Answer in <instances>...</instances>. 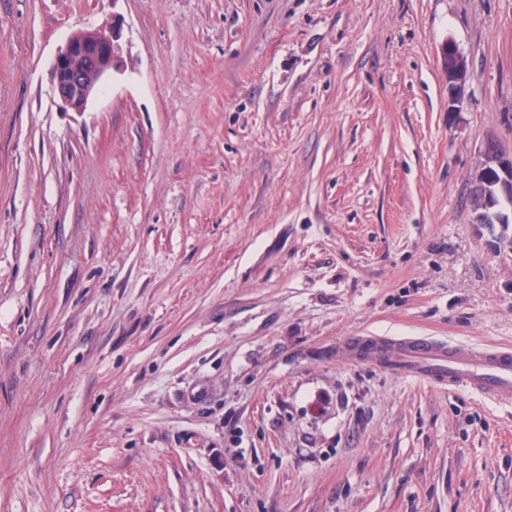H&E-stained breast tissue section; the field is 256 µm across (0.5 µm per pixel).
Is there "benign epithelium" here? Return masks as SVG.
Masks as SVG:
<instances>
[{
    "label": "benign epithelium",
    "mask_w": 512,
    "mask_h": 512,
    "mask_svg": "<svg viewBox=\"0 0 512 512\" xmlns=\"http://www.w3.org/2000/svg\"><path fill=\"white\" fill-rule=\"evenodd\" d=\"M121 24L109 28L85 29L73 33L52 64L53 94L61 106L75 112L84 110L103 79L121 63ZM448 76V113L463 105V88L469 79L465 57L448 43L442 48ZM512 197V154L504 153L497 141L488 139L484 163L470 191L476 224H511L509 215L496 207V199Z\"/></svg>",
    "instance_id": "7a95c632"
}]
</instances>
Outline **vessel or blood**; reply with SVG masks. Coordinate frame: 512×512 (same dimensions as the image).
<instances>
[{"label": "vessel or blood", "mask_w": 512, "mask_h": 512, "mask_svg": "<svg viewBox=\"0 0 512 512\" xmlns=\"http://www.w3.org/2000/svg\"><path fill=\"white\" fill-rule=\"evenodd\" d=\"M352 361L368 362L405 378L445 385L512 405V351L456 346L420 336H364L348 342Z\"/></svg>", "instance_id": "b4317fda"}]
</instances>
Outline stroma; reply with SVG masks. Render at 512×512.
<instances>
[{
  "mask_svg": "<svg viewBox=\"0 0 512 512\" xmlns=\"http://www.w3.org/2000/svg\"><path fill=\"white\" fill-rule=\"evenodd\" d=\"M491 137L512 0H0V512H512V408L343 349L512 347ZM121 24L73 33L52 64L53 94L61 106L83 111L103 79L121 63ZM445 72L448 76V112L456 113L463 105V88L469 79L465 57L458 48L447 43L442 48ZM512 197V154L504 153L497 141L488 139L484 149V163L475 177L470 191L475 210V223L511 224V215L496 207L497 198Z\"/></svg>",
  "mask_w": 512,
  "mask_h": 512,
  "instance_id": "1",
  "label": "stroma"
}]
</instances>
